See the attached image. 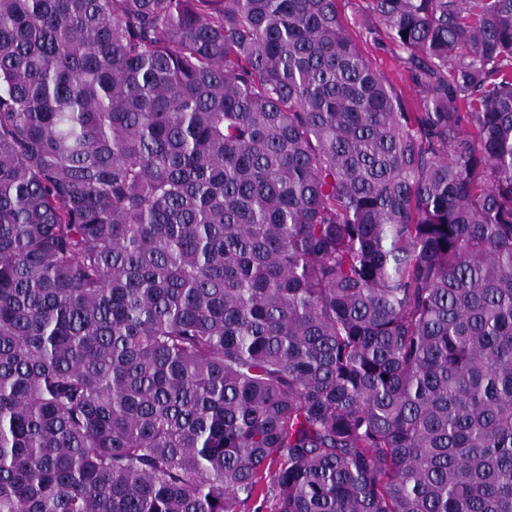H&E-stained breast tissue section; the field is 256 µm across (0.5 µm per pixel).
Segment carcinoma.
I'll list each match as a JSON object with an SVG mask.
<instances>
[{"label":"carcinoma","instance_id":"cac0c4a2","mask_svg":"<svg viewBox=\"0 0 512 512\" xmlns=\"http://www.w3.org/2000/svg\"><path fill=\"white\" fill-rule=\"evenodd\" d=\"M0 0V512H512V0ZM338 8L350 35L373 67L393 84L410 111L418 112L419 87L415 72L405 63L407 54L389 39L384 24L367 13L366 0H339Z\"/></svg>","mask_w":512,"mask_h":512}]
</instances>
